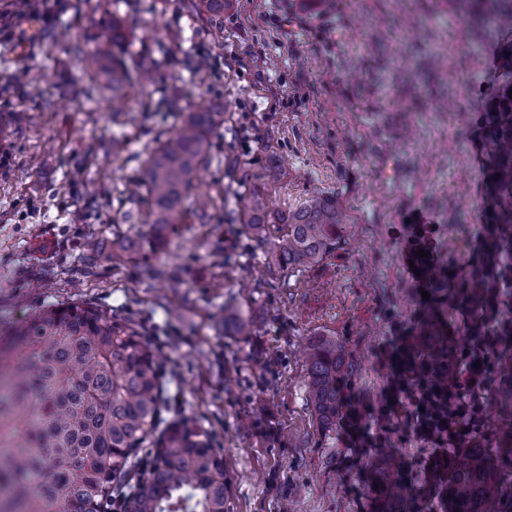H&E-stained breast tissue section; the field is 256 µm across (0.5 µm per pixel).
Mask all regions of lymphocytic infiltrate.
I'll list each match as a JSON object with an SVG mask.
<instances>
[{
  "label": "lymphocytic infiltrate",
  "mask_w": 512,
  "mask_h": 512,
  "mask_svg": "<svg viewBox=\"0 0 512 512\" xmlns=\"http://www.w3.org/2000/svg\"><path fill=\"white\" fill-rule=\"evenodd\" d=\"M512 46L502 45L492 53L487 75L492 78L487 110L480 120L483 136L501 133L499 115L512 112V86L497 81L500 62ZM494 354L488 340H481L445 365L450 380L437 387L430 367L410 362L398 368L394 383L396 394L406 395L415 413V432L423 440L440 448H459L478 442L483 430V399L487 366ZM420 376L426 381L419 392H409L407 376Z\"/></svg>",
  "instance_id": "f902f5d3"
}]
</instances>
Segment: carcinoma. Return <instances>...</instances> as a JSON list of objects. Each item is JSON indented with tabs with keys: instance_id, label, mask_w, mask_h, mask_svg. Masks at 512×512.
<instances>
[{
	"instance_id": "cac0c4a2",
	"label": "carcinoma",
	"mask_w": 512,
	"mask_h": 512,
	"mask_svg": "<svg viewBox=\"0 0 512 512\" xmlns=\"http://www.w3.org/2000/svg\"><path fill=\"white\" fill-rule=\"evenodd\" d=\"M229 5L230 0H187L186 7L208 21L224 18ZM126 38L123 21L114 16L112 39L74 48L94 76L82 94L93 101L98 92H111L114 120L127 89L160 79V63L130 52ZM180 63L195 80H207L204 56L186 53ZM144 110L175 118L174 131L147 154L135 190L147 207L148 230L130 236L116 228L108 248L91 238L95 265L160 251L189 200L200 223L210 220V197L192 199L190 189L216 154L224 105L210 102L185 111L176 99L162 98ZM489 147L500 159L498 182L511 189L512 138H493ZM224 159L228 184L242 189V206L224 213V220L266 248L269 267L292 271L335 249L336 228L344 223L335 199L317 194L294 211L274 210L265 187L279 179V167L253 171ZM268 224L279 225L278 236H267ZM498 225L491 262L499 241L512 239L511 208L502 211ZM465 291L474 302L488 299L481 272L472 274ZM249 331L247 321L224 309V333ZM422 340L424 359L441 366L467 336L451 341L431 325ZM306 363L317 428L328 436L344 417L351 361L336 339L316 336L308 343ZM163 378L160 351L135 323L80 298L36 307L23 320L0 327V512H226L224 462L208 432L186 421L161 427L167 405ZM144 448L151 449L149 475L132 484L128 476ZM401 466L395 455L367 462L376 512H407L402 486L393 479ZM435 481L444 512H512V447L493 453L479 444L453 449Z\"/></svg>"
}]
</instances>
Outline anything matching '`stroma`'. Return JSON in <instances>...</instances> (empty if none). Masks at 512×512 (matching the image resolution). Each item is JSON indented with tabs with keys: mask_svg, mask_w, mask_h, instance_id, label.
I'll return each instance as SVG.
<instances>
[{
	"mask_svg": "<svg viewBox=\"0 0 512 512\" xmlns=\"http://www.w3.org/2000/svg\"><path fill=\"white\" fill-rule=\"evenodd\" d=\"M474 2L472 13L461 0H232L217 45L181 0H0V319L75 294L140 324L163 355L167 420L205 429L224 461L227 512H371L366 449L342 427L320 435L307 401L302 349L336 337L352 360V409L380 451L404 457L399 479L419 512H438L430 486L442 451L416 436L392 387L405 350L434 319L454 336L476 322L496 329L486 448L502 445L497 405L512 384L500 356L512 348V288L471 311L421 298L400 237L410 218L435 225L437 266L458 288L482 264L478 228L497 221L496 160L473 131L488 96L485 52L506 28L483 20L498 0ZM116 14L132 52L160 41L195 48L209 60L207 81L172 62L162 82L131 91L120 118L107 99L88 102L74 48ZM48 30L59 39H43ZM22 65L42 97L10 80ZM164 94L188 109L225 104L217 141L240 161L285 159L281 181L265 190L273 208L293 210L314 192L336 198L345 222L335 249L299 272L269 270L264 249L228 231L219 208L211 223L176 225L149 261L89 268V237L111 241L117 221L142 225L145 208L126 187L169 128L144 109ZM18 110L27 119L15 124ZM116 137L126 142L117 158ZM93 180L108 193L85 214ZM228 252L235 262L225 263ZM155 267L177 271L181 287L154 277ZM228 304L250 318L251 335H225Z\"/></svg>",
	"mask_w": 512,
	"mask_h": 512,
	"instance_id": "obj_1",
	"label": "stroma"
}]
</instances>
